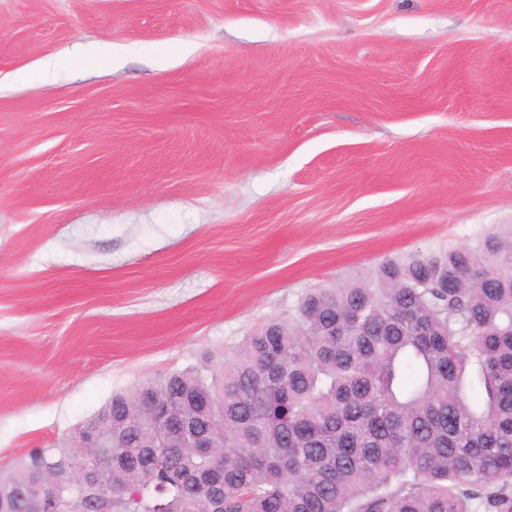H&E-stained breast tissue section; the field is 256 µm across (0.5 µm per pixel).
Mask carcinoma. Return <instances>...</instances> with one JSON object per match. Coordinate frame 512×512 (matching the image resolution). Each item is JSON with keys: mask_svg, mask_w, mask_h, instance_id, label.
I'll list each match as a JSON object with an SVG mask.
<instances>
[{"mask_svg": "<svg viewBox=\"0 0 512 512\" xmlns=\"http://www.w3.org/2000/svg\"><path fill=\"white\" fill-rule=\"evenodd\" d=\"M116 393L85 427L125 428L68 512H512V238L382 262L314 288L230 359ZM208 394L213 448L157 440L153 409ZM61 441L0 470L30 512Z\"/></svg>", "mask_w": 512, "mask_h": 512, "instance_id": "carcinoma-1", "label": "carcinoma"}]
</instances>
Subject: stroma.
<instances>
[{
	"mask_svg": "<svg viewBox=\"0 0 512 512\" xmlns=\"http://www.w3.org/2000/svg\"><path fill=\"white\" fill-rule=\"evenodd\" d=\"M508 232L512 0H0V470L309 289ZM131 52L144 53L147 52V49L123 46L114 48L113 46L89 43L80 48L77 57L81 58V62L86 65H106L112 64V60L113 62L118 61L123 54Z\"/></svg>",
	"mask_w": 512,
	"mask_h": 512,
	"instance_id": "35a3bbf8",
	"label": "stroma"
}]
</instances>
